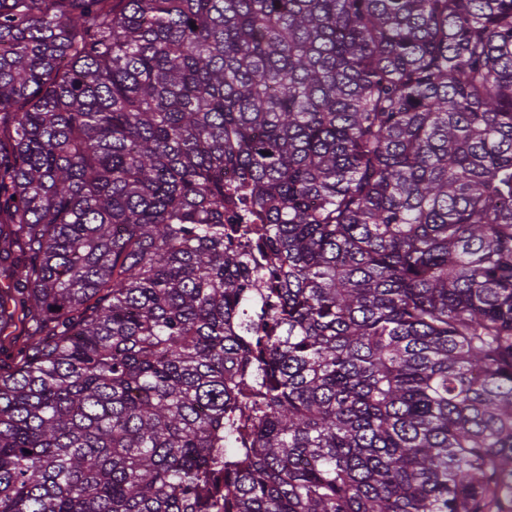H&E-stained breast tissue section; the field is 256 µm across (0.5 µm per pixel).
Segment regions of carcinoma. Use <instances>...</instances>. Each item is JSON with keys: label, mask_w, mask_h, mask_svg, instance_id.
Wrapping results in <instances>:
<instances>
[{"label": "carcinoma", "mask_w": 512, "mask_h": 512, "mask_svg": "<svg viewBox=\"0 0 512 512\" xmlns=\"http://www.w3.org/2000/svg\"><path fill=\"white\" fill-rule=\"evenodd\" d=\"M19 318L0 512H512V0H0Z\"/></svg>", "instance_id": "cac0c4a2"}]
</instances>
